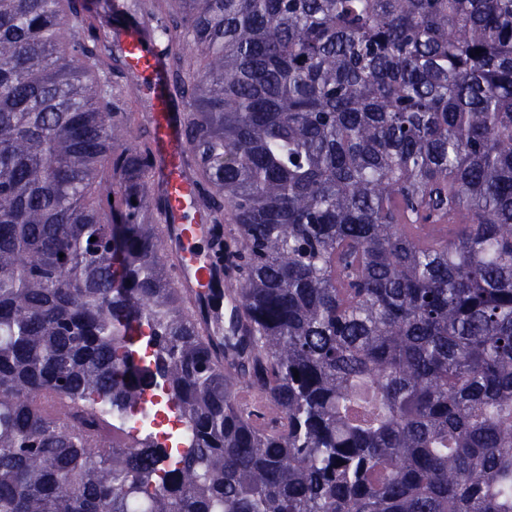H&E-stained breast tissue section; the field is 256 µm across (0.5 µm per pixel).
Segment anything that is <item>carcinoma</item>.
Returning <instances> with one entry per match:
<instances>
[{"mask_svg": "<svg viewBox=\"0 0 512 512\" xmlns=\"http://www.w3.org/2000/svg\"><path fill=\"white\" fill-rule=\"evenodd\" d=\"M122 15L164 37L213 285L159 258L112 20L0 0V512H512V0ZM153 386L189 447L103 415Z\"/></svg>", "mask_w": 512, "mask_h": 512, "instance_id": "cac0c4a2", "label": "carcinoma"}]
</instances>
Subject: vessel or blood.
Returning <instances> with one entry per match:
<instances>
[{
    "instance_id": "vessel-or-blood-1",
    "label": "vessel or blood",
    "mask_w": 512,
    "mask_h": 512,
    "mask_svg": "<svg viewBox=\"0 0 512 512\" xmlns=\"http://www.w3.org/2000/svg\"><path fill=\"white\" fill-rule=\"evenodd\" d=\"M116 38L148 101L147 117L154 140L156 169L169 186L171 222L168 233L182 245L178 253L176 285L190 293L205 292L211 285L210 262L191 251L188 244L206 233L208 221L196 210L193 204L196 188L182 173L186 142L181 115L174 111L165 91V59L160 43L144 37L132 26L117 29Z\"/></svg>"
}]
</instances>
